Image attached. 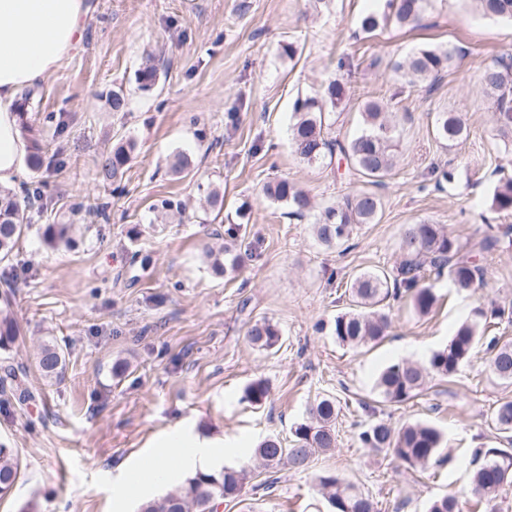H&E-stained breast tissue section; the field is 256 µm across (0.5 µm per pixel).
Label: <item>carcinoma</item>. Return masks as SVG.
<instances>
[{
    "label": "carcinoma",
    "mask_w": 512,
    "mask_h": 512,
    "mask_svg": "<svg viewBox=\"0 0 512 512\" xmlns=\"http://www.w3.org/2000/svg\"><path fill=\"white\" fill-rule=\"evenodd\" d=\"M428 0H389L388 11L369 13L360 20V28L370 34L389 25L416 27L421 24ZM484 16L512 20V0H475ZM454 58L453 49L420 48L396 61L393 69L409 84L435 81ZM158 69L149 63L136 74L138 88L150 91L157 83ZM480 81L484 93L493 103V121L497 136L503 143L498 168H512V56L497 58L482 68ZM345 96L344 86L333 80L328 83L321 98H299L294 103L292 147L295 154L308 164H316L338 154L355 174L370 184H380L391 175L399 161V140L396 126L384 106L378 101H367L362 106L363 127L360 134L342 142L329 133V112L336 110ZM31 92L22 94L17 104L21 128L29 136L28 162L33 168L43 164L40 140L36 137L29 116ZM435 131L438 139L449 144L465 139L468 128L459 112L437 113ZM132 144H122L106 154L98 163L99 174L109 179L117 176L131 159ZM263 195L284 203L290 213L303 217L313 211L311 197L286 179L267 183ZM491 209L512 213V176L499 180L491 198ZM30 196L19 199L11 189L0 187V260L12 255L16 242L29 223ZM382 212L381 198L369 191L344 195L336 205L326 208L315 219L317 241L327 247H338L351 238L359 224H375ZM512 246V225L489 227V231L465 248L443 224L421 221L408 224L397 243V259L391 269H376L356 274L350 280V304L336 315L333 336L342 346L358 347L375 344L389 335L391 323L385 313L388 301L408 298L419 315L431 312L437 301L433 285L426 280L448 276L458 292H473L487 284L484 268L477 258L486 253ZM230 256L229 262L207 250L213 258L212 269L223 275L239 268V257L228 246L222 248ZM512 323V303L494 305L489 309L477 307L473 318L461 323L448 343L434 350L424 364L397 360L385 366L376 377L374 390L386 403L407 404L424 390L427 379L454 377L474 358L478 347H484L491 375L499 382L512 385V339L491 332V328ZM17 326L5 315L0 317V348L14 342ZM250 343L259 350L270 351L280 340L276 324L260 319L247 330ZM66 356L62 347L48 341L37 357V368L46 379L58 377L64 370ZM0 386L9 388L20 404L34 398L24 370L6 364L0 368ZM269 395V386L262 379L246 385L243 400L251 404L263 403ZM339 408L329 397L311 402L300 422L294 426L293 443L282 447L276 438H266L254 448V456L264 467L276 473L282 467L301 470L311 458L336 447V423ZM492 426L506 441V448H476L469 465V491L472 498L485 506L486 512H500L499 499L505 487L512 485V400L502 401L492 416ZM357 441L363 448L390 453L400 466L427 469L446 461L442 455L443 435L425 421L408 423L393 428L380 417H373L362 426ZM17 450L0 443V499L7 497L18 477ZM251 476L246 465L220 467L196 471L183 483L160 498L147 499L139 512H217L226 499L239 496ZM325 491L330 512H375L369 496L336 475L319 478ZM428 512H460L459 503L452 495L434 500Z\"/></svg>",
    "instance_id": "obj_1"
}]
</instances>
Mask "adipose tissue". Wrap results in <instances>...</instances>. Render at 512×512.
Listing matches in <instances>:
<instances>
[{
  "mask_svg": "<svg viewBox=\"0 0 512 512\" xmlns=\"http://www.w3.org/2000/svg\"><path fill=\"white\" fill-rule=\"evenodd\" d=\"M90 9V0H0V185L14 186L24 175L28 149L14 109L18 92L78 49ZM177 457L206 468L222 461L209 443L172 447L155 455L153 482L170 478Z\"/></svg>",
  "mask_w": 512,
  "mask_h": 512,
  "instance_id": "ef3b65f1",
  "label": "adipose tissue"
}]
</instances>
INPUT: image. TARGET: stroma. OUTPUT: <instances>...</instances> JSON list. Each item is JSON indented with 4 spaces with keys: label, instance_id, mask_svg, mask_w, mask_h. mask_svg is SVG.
<instances>
[{
    "label": "stroma",
    "instance_id": "obj_1",
    "mask_svg": "<svg viewBox=\"0 0 512 512\" xmlns=\"http://www.w3.org/2000/svg\"><path fill=\"white\" fill-rule=\"evenodd\" d=\"M92 5L80 48L32 89L38 138L63 166L27 169L23 183L41 199L12 259L0 261V292H12L19 328L0 362L25 369L36 390L24 404L0 400V442L20 460L0 512H22L31 502L36 512H136L165 489L131 488L128 475L174 430L221 443L226 465H244L264 437L289 444L307 404L324 395L340 407L335 451L304 471L272 477L254 467L241 495L218 512H329L318 482L326 474L368 495L376 512H427L446 494L473 512L465 463L471 449L496 446L491 417L512 397L484 356L434 379L407 405H378L393 425L437 427L449 463L405 469L361 448L356 432L386 364L427 361L477 304L512 300V248L484 258L488 285L477 294L456 292L444 279L428 315L416 314L409 299L392 302V328L374 348L338 344L330 325L348 303L342 282L392 266L404 225L444 224L464 245L487 225L512 224V214L490 207L502 144L479 80L485 65L512 53V25L482 17L472 0H430L423 27L369 38L359 21L381 0ZM426 46L456 50L430 89L391 68ZM149 55L159 79L144 93L135 74ZM334 79L347 101L331 116L332 136H355L359 107L371 98L399 119L401 160L376 189L381 219L358 225L345 251L316 241L313 216H293L262 195L265 182L285 178L321 209L366 189L341 156L309 165L292 148L296 99L323 95ZM119 87L128 106L114 112L107 100ZM442 110L467 118V138L452 147L435 134ZM127 140L136 149L123 176L103 180L100 156ZM175 152L191 158L189 172L168 171L165 158ZM448 170L453 183L437 186ZM214 189L224 195L219 211L205 205ZM51 224L71 225V247L47 244ZM231 236L243 244V264L215 276L204 251ZM262 318L281 332L269 352L246 337L249 322ZM49 338L66 354L53 381L35 365ZM257 378L270 387L260 405L242 398Z\"/></svg>",
    "mask_w": 512,
    "mask_h": 512
}]
</instances>
